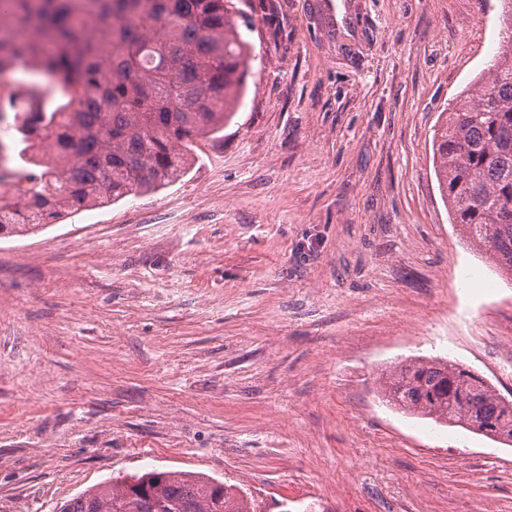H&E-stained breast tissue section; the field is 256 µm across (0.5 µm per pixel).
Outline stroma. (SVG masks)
Wrapping results in <instances>:
<instances>
[{"label":"stroma","instance_id":"stroma-1","mask_svg":"<svg viewBox=\"0 0 512 512\" xmlns=\"http://www.w3.org/2000/svg\"><path fill=\"white\" fill-rule=\"evenodd\" d=\"M240 0L247 94L169 185L0 236V512L148 469L256 512H512V446L403 414L443 358L512 401V282L451 224L442 112L501 0Z\"/></svg>","mask_w":512,"mask_h":512}]
</instances>
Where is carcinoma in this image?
I'll return each instance as SVG.
<instances>
[{
    "label": "carcinoma",
    "mask_w": 512,
    "mask_h": 512,
    "mask_svg": "<svg viewBox=\"0 0 512 512\" xmlns=\"http://www.w3.org/2000/svg\"><path fill=\"white\" fill-rule=\"evenodd\" d=\"M240 16L234 0H0V24L19 32L0 40V71L21 62L50 77L0 102V125L14 131L0 154L21 162L11 191H0V235L185 173L194 142L218 138L244 98L253 46ZM433 164L452 223L512 279V37L435 130ZM381 381L405 413L512 446V401L456 363L417 358ZM134 479L138 491L106 481L59 512H255L243 492L202 473Z\"/></svg>",
    "instance_id": "cac0c4a2"
}]
</instances>
